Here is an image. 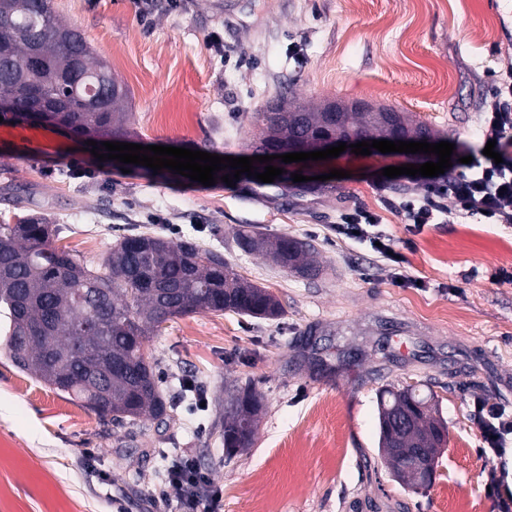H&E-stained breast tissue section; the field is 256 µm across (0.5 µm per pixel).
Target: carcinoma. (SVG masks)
<instances>
[{
  "instance_id": "obj_1",
  "label": "carcinoma",
  "mask_w": 512,
  "mask_h": 512,
  "mask_svg": "<svg viewBox=\"0 0 512 512\" xmlns=\"http://www.w3.org/2000/svg\"><path fill=\"white\" fill-rule=\"evenodd\" d=\"M36 86L57 107L47 123L86 138L126 132V91L82 33L59 23L48 0H0V103L22 116L34 103ZM253 118L259 131L251 146L262 150L317 151L326 138L350 134L375 140L397 133L432 136L425 123L404 112L364 103L309 108L286 96ZM55 238L57 228L39 219L0 224L4 353L19 371L115 425L144 417L166 422L169 401L144 352L163 323L203 311L266 319L283 314L268 288L236 273L220 253L190 242L124 235L105 259L108 273L100 275L55 246ZM237 242L285 271L315 269L314 248L288 236L269 237L251 228L240 231ZM433 399L414 390L381 392L378 408L415 411L404 451L442 425L433 416L435 406L420 409ZM259 414L251 389L230 397L222 424L227 452L252 446Z\"/></svg>"
}]
</instances>
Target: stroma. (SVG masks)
Masks as SVG:
<instances>
[{"instance_id":"obj_1","label":"stroma","mask_w":512,"mask_h":512,"mask_svg":"<svg viewBox=\"0 0 512 512\" xmlns=\"http://www.w3.org/2000/svg\"><path fill=\"white\" fill-rule=\"evenodd\" d=\"M125 87L124 140L246 157L253 112L279 95L310 107L363 101L427 123L455 155L479 154L480 112L495 76L512 72V0H51ZM219 33L224 53L208 47ZM59 131L53 151L25 156L0 140V224L44 217L57 244L103 271L121 235L150 232L220 251L267 287L283 313L174 319L145 351L175 406L166 427L116 426L20 372L0 351V512H181L167 470L187 455L221 488L223 512H503L482 476L512 452L479 453L474 399L512 408V225L456 211L411 235L397 208L423 196L404 153L342 152L284 164L263 183L206 187L169 170L99 161ZM344 171L341 179L331 170ZM301 173L302 181L291 178ZM320 177L311 187V177ZM364 208L404 249L411 285L393 282L369 244L336 235L342 213ZM254 226L315 249L318 270L284 271L242 251ZM190 380L195 397H183ZM262 401L252 447L226 455L217 426L233 388ZM433 393L448 439L431 488L396 480L378 448V393Z\"/></svg>"}]
</instances>
